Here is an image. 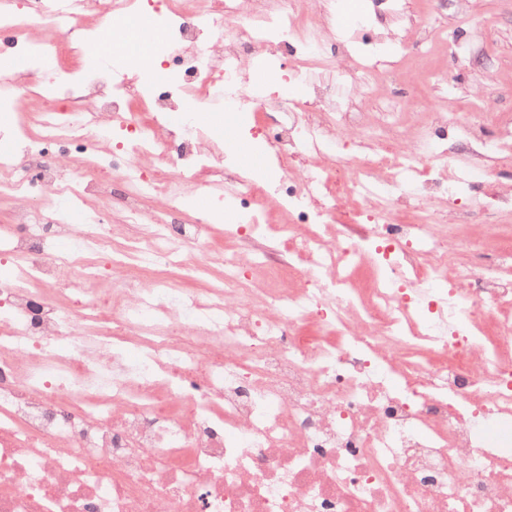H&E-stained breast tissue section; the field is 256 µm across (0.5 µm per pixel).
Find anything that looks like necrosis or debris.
Segmentation results:
<instances>
[{
	"label": "necrosis or debris",
	"mask_w": 512,
	"mask_h": 512,
	"mask_svg": "<svg viewBox=\"0 0 512 512\" xmlns=\"http://www.w3.org/2000/svg\"><path fill=\"white\" fill-rule=\"evenodd\" d=\"M373 2L339 59L333 0H0V512H512V241L484 258L429 201L464 188L439 176L449 133L511 166L512 132L363 121V72L412 34ZM132 9L176 56L90 72L91 19ZM249 58L293 83L288 124ZM211 105L263 133L277 185L171 121ZM191 180L235 211L223 243Z\"/></svg>",
	"instance_id": "necrosis-or-debris-1"
}]
</instances>
